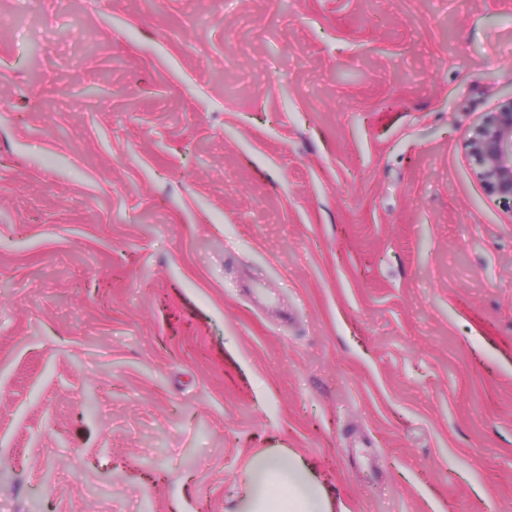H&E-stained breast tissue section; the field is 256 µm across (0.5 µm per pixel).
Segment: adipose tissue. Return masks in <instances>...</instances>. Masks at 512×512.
I'll use <instances>...</instances> for the list:
<instances>
[{"instance_id": "adipose-tissue-1", "label": "adipose tissue", "mask_w": 512, "mask_h": 512, "mask_svg": "<svg viewBox=\"0 0 512 512\" xmlns=\"http://www.w3.org/2000/svg\"><path fill=\"white\" fill-rule=\"evenodd\" d=\"M243 512H331L329 493L305 461L279 449L250 472Z\"/></svg>"}]
</instances>
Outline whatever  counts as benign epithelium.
<instances>
[{
    "mask_svg": "<svg viewBox=\"0 0 512 512\" xmlns=\"http://www.w3.org/2000/svg\"><path fill=\"white\" fill-rule=\"evenodd\" d=\"M466 156L491 197L512 201V95L465 136Z\"/></svg>",
    "mask_w": 512,
    "mask_h": 512,
    "instance_id": "benign-epithelium-1",
    "label": "benign epithelium"
}]
</instances>
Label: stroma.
<instances>
[{"mask_svg":"<svg viewBox=\"0 0 512 512\" xmlns=\"http://www.w3.org/2000/svg\"><path fill=\"white\" fill-rule=\"evenodd\" d=\"M0 512H512V0H0ZM111 72L102 82L103 72ZM465 153L491 197L512 201V93L465 136ZM250 471L243 512H330L329 493L305 461L283 449Z\"/></svg>","mask_w":512,"mask_h":512,"instance_id":"35a3bbf8","label":"stroma"}]
</instances>
